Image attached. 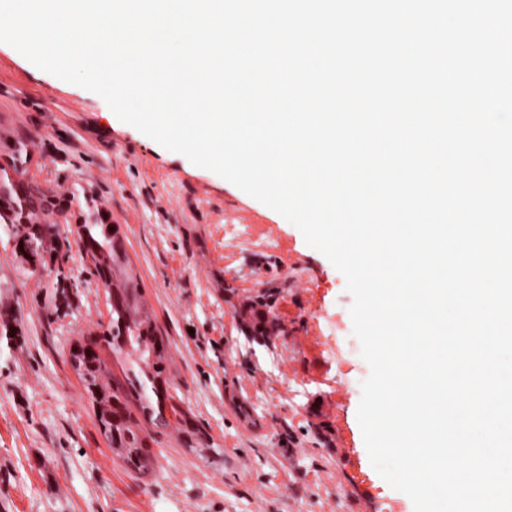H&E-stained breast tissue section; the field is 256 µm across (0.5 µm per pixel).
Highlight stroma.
<instances>
[{
  "label": "stroma",
  "instance_id": "1",
  "mask_svg": "<svg viewBox=\"0 0 512 512\" xmlns=\"http://www.w3.org/2000/svg\"><path fill=\"white\" fill-rule=\"evenodd\" d=\"M73 216L107 212L166 347L179 423L125 469L68 363L108 290L77 247L31 271L0 230V512H414L357 421L370 369L343 275L301 231L118 119L96 93L0 43V143Z\"/></svg>",
  "mask_w": 512,
  "mask_h": 512
}]
</instances>
